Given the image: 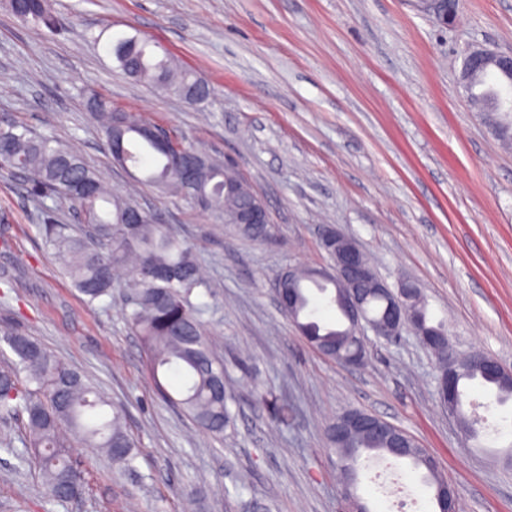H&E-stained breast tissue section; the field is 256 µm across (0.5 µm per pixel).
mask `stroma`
<instances>
[{
    "label": "stroma",
    "instance_id": "35a3bbf8",
    "mask_svg": "<svg viewBox=\"0 0 512 512\" xmlns=\"http://www.w3.org/2000/svg\"><path fill=\"white\" fill-rule=\"evenodd\" d=\"M52 33L0 0V123L78 150L112 184L116 166L87 108L90 95L140 113L183 143L232 158L263 198L265 238L143 186L137 200L186 240L208 286L207 333L220 342L236 398L223 437L198 430L157 392L121 292L88 305L55 265L38 227L71 223L56 196L27 195L0 170V326L27 333L123 406L138 475L97 455L86 497L50 508L41 476L0 451V512H343L326 428L344 411L375 414L415 437L454 487L460 512H512V401L466 386L481 449L439 405L434 357L411 333L367 341L364 365L317 352L281 311L276 277L328 257L335 224L388 284L420 287L431 322L457 352L512 370V148L463 90L475 47L512 51V0H460L440 27L416 0H59ZM152 39L205 78L198 106L139 83L96 46L102 29Z\"/></svg>",
    "mask_w": 512,
    "mask_h": 512
}]
</instances>
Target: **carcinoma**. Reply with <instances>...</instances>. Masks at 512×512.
I'll return each mask as SVG.
<instances>
[{
    "mask_svg": "<svg viewBox=\"0 0 512 512\" xmlns=\"http://www.w3.org/2000/svg\"><path fill=\"white\" fill-rule=\"evenodd\" d=\"M7 7L17 17L37 28L57 29L59 19L50 0H7ZM106 52L130 78L172 92L181 98L208 99L207 82L178 67L157 44L138 34L109 35ZM89 108L99 124L107 146H112V127L122 121L120 147L123 161L138 167L145 156L153 157L150 172L142 179L148 186L171 196L192 195L168 167L163 155L145 140L139 129L145 124L132 112H112V105L97 96L89 99ZM496 123L502 142H512V112H499ZM203 158L201 208L211 213L230 214L244 204L242 196L224 194V162L202 150L187 146ZM0 169L18 171L28 178L32 196L46 194L70 202L79 217L78 224H44L42 232L52 255L79 292L94 303L112 297L120 288L127 295L125 316L140 337L147 352L151 378L173 405L182 409L207 434L224 435L233 426L234 414L229 403L231 392L224 387V360L207 335L202 322L205 306L195 304V289L206 287L191 248L166 225L150 217L140 224L128 220L142 208L130 194L108 187L84 157L57 140L36 135L29 129L6 124L0 127ZM328 291V283L298 273L293 310L287 316L297 330L306 332L311 345L331 350L343 343L342 353L351 351L345 330L327 328L314 319L312 293ZM410 315L431 330L448 335L445 326L428 324L424 301L412 303ZM4 341L15 356L14 363L0 369V416L22 417L24 451L21 464L34 463L45 486L47 500L64 506L85 493L81 472L73 456L81 448L105 453L117 473L138 472V452L124 425L120 407L98 390L77 370L48 352L34 338L18 330L3 331ZM170 372L182 376L176 394L165 391L161 378ZM460 376L456 382V416L465 426V437H478L476 420L464 410L465 383L479 381L496 389L499 403L512 399V380H504L475 363L474 357L460 358ZM354 447L340 448L329 441L343 463L353 484L360 482L358 460L362 453L388 456L390 451L379 438L357 435ZM432 489L434 512H445L448 502L440 487L448 484L422 449L406 458Z\"/></svg>",
    "mask_w": 512,
    "mask_h": 512,
    "instance_id": "obj_1",
    "label": "carcinoma"
}]
</instances>
